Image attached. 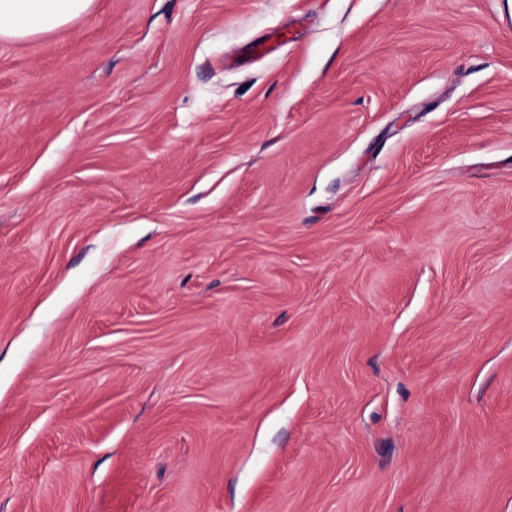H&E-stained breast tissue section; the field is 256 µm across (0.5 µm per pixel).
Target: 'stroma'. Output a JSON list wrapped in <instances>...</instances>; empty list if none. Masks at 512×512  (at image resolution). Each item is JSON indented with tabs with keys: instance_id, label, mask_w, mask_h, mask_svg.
Here are the masks:
<instances>
[{
	"instance_id": "1",
	"label": "stroma",
	"mask_w": 512,
	"mask_h": 512,
	"mask_svg": "<svg viewBox=\"0 0 512 512\" xmlns=\"http://www.w3.org/2000/svg\"><path fill=\"white\" fill-rule=\"evenodd\" d=\"M0 512H512V0L0 40Z\"/></svg>"
}]
</instances>
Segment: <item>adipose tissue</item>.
I'll return each instance as SVG.
<instances>
[{
    "label": "adipose tissue",
    "instance_id": "1",
    "mask_svg": "<svg viewBox=\"0 0 512 512\" xmlns=\"http://www.w3.org/2000/svg\"><path fill=\"white\" fill-rule=\"evenodd\" d=\"M95 0H0V40L26 41L90 12Z\"/></svg>",
    "mask_w": 512,
    "mask_h": 512
}]
</instances>
